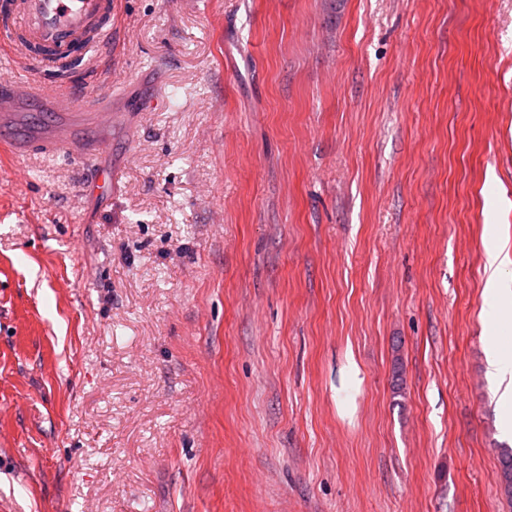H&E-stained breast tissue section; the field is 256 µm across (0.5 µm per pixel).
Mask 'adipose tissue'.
I'll return each instance as SVG.
<instances>
[{
	"label": "adipose tissue",
	"instance_id": "obj_1",
	"mask_svg": "<svg viewBox=\"0 0 512 512\" xmlns=\"http://www.w3.org/2000/svg\"><path fill=\"white\" fill-rule=\"evenodd\" d=\"M507 263L498 246L487 249L486 317L496 333L485 341V361L487 375L495 385L493 395L503 414L502 429L512 435V344L499 335L500 330L512 326V280L505 275Z\"/></svg>",
	"mask_w": 512,
	"mask_h": 512
}]
</instances>
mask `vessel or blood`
Listing matches in <instances>:
<instances>
[{
    "mask_svg": "<svg viewBox=\"0 0 512 512\" xmlns=\"http://www.w3.org/2000/svg\"><path fill=\"white\" fill-rule=\"evenodd\" d=\"M23 29L29 46L53 49L48 58L31 56L30 67L42 72L37 84H0V111H11L20 102L37 99L55 112H85L96 121L112 120L111 108L100 96L88 94L80 84L52 78V71L69 62L71 52H78L84 68H92L99 51L112 41V0H0V50L14 52L18 43L16 29ZM39 146L47 154H66L91 169L87 187L111 184L113 174L107 169H92L96 147L83 138L64 131L41 140Z\"/></svg>",
    "mask_w": 512,
    "mask_h": 512,
    "instance_id": "b4317fda",
    "label": "vessel or blood"
}]
</instances>
